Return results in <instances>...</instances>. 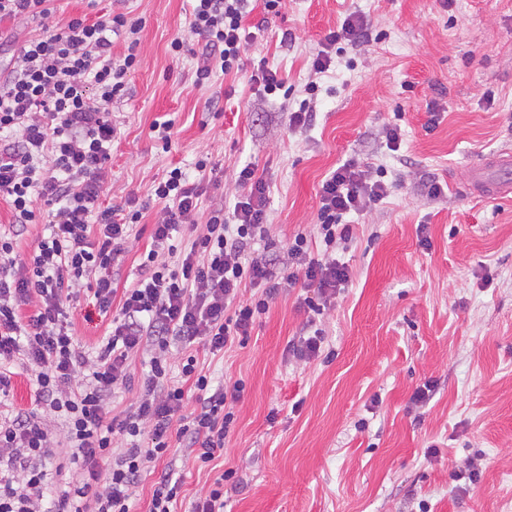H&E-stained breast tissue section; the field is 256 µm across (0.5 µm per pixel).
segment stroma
I'll return each instance as SVG.
<instances>
[{
  "label": "stroma",
  "instance_id": "stroma-1",
  "mask_svg": "<svg viewBox=\"0 0 512 512\" xmlns=\"http://www.w3.org/2000/svg\"><path fill=\"white\" fill-rule=\"evenodd\" d=\"M113 7L54 0L46 22L2 21L0 60L41 25L94 21ZM121 9L141 26L139 63L112 105L117 134L102 201L118 207L133 196L145 210L138 239L115 263L118 286L134 280L150 241L161 209L154 183L175 168L195 176L200 158L216 169L211 198L232 202L247 163L267 182L280 270L296 234L322 252L318 191L337 165L359 159L395 185L376 209L346 218L352 240L340 256L352 280L320 319L321 356L286 355L308 316L296 288L273 300L244 345L217 356L199 350L215 382L243 380L237 420L208 467L179 451L156 462L132 512H148L165 469L183 480L176 512H189L219 478L224 512H512V194L467 188L474 163L512 148V0H285L279 15L254 11L247 22L263 29L248 60L282 76L287 93L275 97L252 90L246 70L195 84L189 0H123ZM351 13L363 17L368 43L346 47L307 94L313 54ZM178 36L186 47L176 58L169 44ZM212 95L221 115L200 105ZM304 101L314 120L290 129L288 114ZM167 119L166 150L151 126ZM388 125L401 128L395 152L381 134ZM433 178L446 195H428ZM69 322L89 353L109 324L84 297ZM427 382L432 396L415 407L411 397ZM474 462L479 481L461 487L453 472Z\"/></svg>",
  "mask_w": 512,
  "mask_h": 512
}]
</instances>
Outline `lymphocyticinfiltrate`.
<instances>
[{
    "instance_id": "obj_1",
    "label": "lymphocytic infiltrate",
    "mask_w": 512,
    "mask_h": 512,
    "mask_svg": "<svg viewBox=\"0 0 512 512\" xmlns=\"http://www.w3.org/2000/svg\"><path fill=\"white\" fill-rule=\"evenodd\" d=\"M249 2L192 0L197 85L242 69L256 38L245 26ZM137 31L122 13L95 22L70 18L63 28L26 40L0 79V198L12 213L8 232L0 234V397L22 370L31 377L34 403L0 419V512H131L149 465L174 447L208 467L236 421L244 383L213 386L199 367L198 347L217 354L244 344L270 301L298 286L310 328L289 340L288 354L305 362L319 357L324 336L317 320L351 280L348 265L334 256L337 242L352 234L343 219L390 194V183L370 165L350 159L338 166L318 192L324 257H312L306 236L295 235L290 267L277 278L276 254L253 249L268 240L265 181L245 165L233 204L206 208L208 161L198 159L195 179L176 168L155 186L163 207L150 248L138 278L116 290L112 264L131 243L142 212L132 197L117 208L100 199L116 132L112 104L124 96L137 63ZM116 36L129 40L119 58L112 55ZM367 41L362 16L349 14L317 51L308 92L330 70L337 44ZM38 223L45 234L21 258L18 240ZM195 225L199 233L184 241L181 228ZM247 289L252 297H244ZM81 294L99 314L120 308L93 355L81 349L68 323L65 302ZM137 353L148 357L137 400L123 419L108 421L116 390L131 385L130 359ZM191 397L197 406L189 413ZM51 417L65 425L66 452L57 469L69 481L50 497L44 462L55 446Z\"/></svg>"
}]
</instances>
